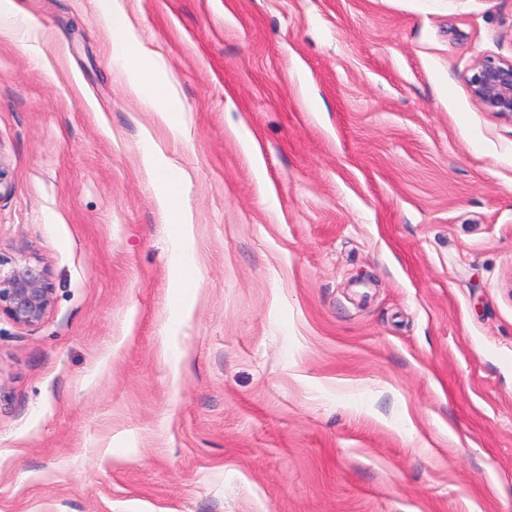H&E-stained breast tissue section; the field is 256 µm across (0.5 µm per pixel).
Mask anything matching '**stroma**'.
Returning a JSON list of instances; mask_svg holds the SVG:
<instances>
[{"instance_id": "1", "label": "stroma", "mask_w": 512, "mask_h": 512, "mask_svg": "<svg viewBox=\"0 0 512 512\" xmlns=\"http://www.w3.org/2000/svg\"><path fill=\"white\" fill-rule=\"evenodd\" d=\"M120 4L179 128L96 0L0 28V512H512V0ZM120 45L124 62L134 74V91L156 110L159 118L169 127H177L180 114L170 104L174 96L172 83L157 77L154 63L141 51L131 50L126 41L120 42ZM466 85L481 111L512 120V59L486 56L476 60ZM161 205L164 210H168L172 217L176 218L174 222L181 233H185L187 228L192 226L185 219L184 211L181 212V180L173 174L165 175V189L161 196ZM53 302L54 288L45 265L0 256V316L18 326H33L45 318Z\"/></svg>"}]
</instances>
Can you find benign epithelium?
Masks as SVG:
<instances>
[{"mask_svg":"<svg viewBox=\"0 0 512 512\" xmlns=\"http://www.w3.org/2000/svg\"><path fill=\"white\" fill-rule=\"evenodd\" d=\"M478 108L512 120V59L486 56L466 76ZM54 288L40 261H15L0 256V315L18 326H33L49 313Z\"/></svg>","mask_w":512,"mask_h":512,"instance_id":"7a95c632","label":"benign epithelium"}]
</instances>
